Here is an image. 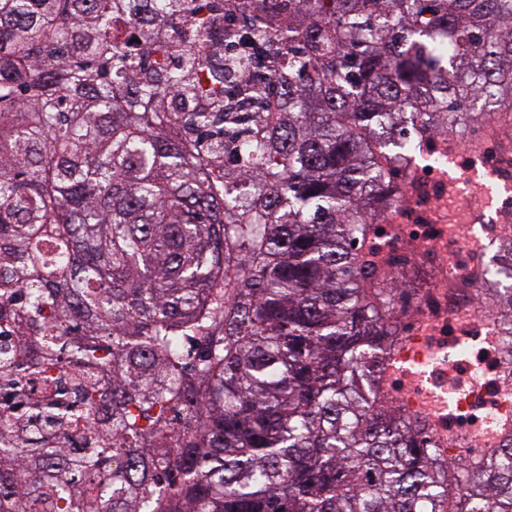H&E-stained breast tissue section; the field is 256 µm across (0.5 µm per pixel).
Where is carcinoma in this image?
<instances>
[{
	"label": "carcinoma",
	"mask_w": 512,
	"mask_h": 512,
	"mask_svg": "<svg viewBox=\"0 0 512 512\" xmlns=\"http://www.w3.org/2000/svg\"><path fill=\"white\" fill-rule=\"evenodd\" d=\"M194 2L0 0V387L41 419L0 413V512H512V429L445 458L387 390L427 299L378 226L512 115V0ZM236 19L275 82L229 97ZM470 270L509 380L512 237Z\"/></svg>",
	"instance_id": "cac0c4a2"
}]
</instances>
